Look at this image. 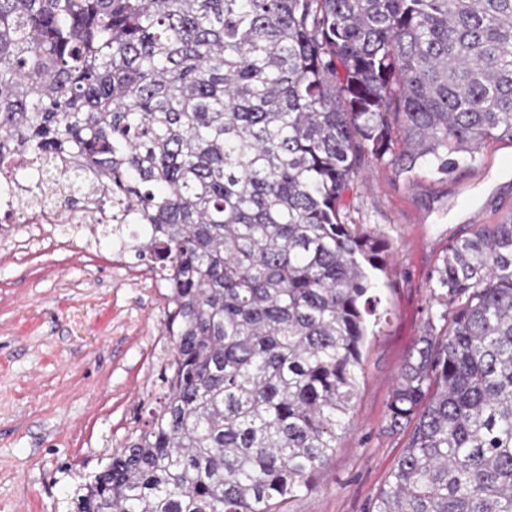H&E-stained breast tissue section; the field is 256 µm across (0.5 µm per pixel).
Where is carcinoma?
Segmentation results:
<instances>
[{"label":"carcinoma","mask_w":512,"mask_h":512,"mask_svg":"<svg viewBox=\"0 0 512 512\" xmlns=\"http://www.w3.org/2000/svg\"><path fill=\"white\" fill-rule=\"evenodd\" d=\"M512 144V0H0V164L68 157L170 289L150 428L74 512H287L351 425L389 245L365 159L446 176ZM372 512H512V211L436 270Z\"/></svg>","instance_id":"obj_1"}]
</instances>
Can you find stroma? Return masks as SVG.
<instances>
[{"mask_svg":"<svg viewBox=\"0 0 512 512\" xmlns=\"http://www.w3.org/2000/svg\"><path fill=\"white\" fill-rule=\"evenodd\" d=\"M512 145L487 142L448 178L420 171L411 182L389 160H368L345 195L352 221L391 245L392 267L376 292L383 314L362 349L353 426L312 491L290 512H370L408 434L386 408L407 355L434 306L435 270L470 210L484 224L512 210ZM31 210L0 238V512H72L70 494L115 449L144 429L147 404L165 390L172 338L170 290L97 224H60L54 243L15 242Z\"/></svg>","mask_w":512,"mask_h":512,"instance_id":"obj_1","label":"stroma"}]
</instances>
